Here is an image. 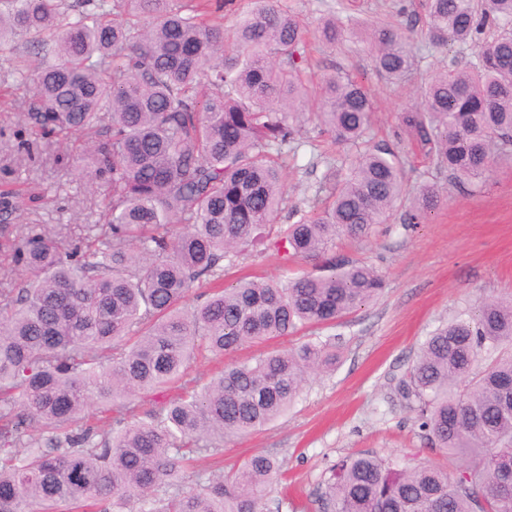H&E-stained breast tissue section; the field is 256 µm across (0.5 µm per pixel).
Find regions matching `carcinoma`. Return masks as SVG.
Segmentation results:
<instances>
[{
  "label": "carcinoma",
  "mask_w": 512,
  "mask_h": 512,
  "mask_svg": "<svg viewBox=\"0 0 512 512\" xmlns=\"http://www.w3.org/2000/svg\"><path fill=\"white\" fill-rule=\"evenodd\" d=\"M233 0H0V54L24 91L27 128L55 138L90 135L56 162L96 181L104 223L72 243L62 230L8 239L21 281L0 288V512H272L281 475L257 453L216 478L190 456L265 427L295 403L308 376L336 367V343L317 336L232 362L207 383L189 377L200 356L330 327L385 287L371 264L329 258L322 271L279 281L242 277L211 289L224 263L248 249L314 261L342 239L371 236L400 215L417 224L446 196L407 189L405 160L371 144L374 102L353 76L315 83L305 73L307 29L281 0H252L231 33ZM366 29L342 16L317 28L336 48L369 46L395 85L417 74L418 32L475 60L436 72L401 115L436 168L459 186L512 159V0H421ZM33 36L32 66L19 40ZM295 118L331 144L359 148L345 172L326 161L309 208L284 201L283 148ZM180 384L160 410L138 395ZM432 449L455 464L407 465L376 452L336 462L320 512H512V296L431 331L397 387ZM103 406L124 427L86 424Z\"/></svg>",
  "instance_id": "1"
}]
</instances>
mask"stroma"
Masks as SVG:
<instances>
[{"label":"stroma","mask_w":512,"mask_h":512,"mask_svg":"<svg viewBox=\"0 0 512 512\" xmlns=\"http://www.w3.org/2000/svg\"><path fill=\"white\" fill-rule=\"evenodd\" d=\"M309 64L315 75L351 71L360 75L375 98L372 137L407 154V186L427 182L448 188L446 205L427 220L409 226L392 219L361 241H339L338 253L373 264L385 279L376 300L340 320V359L334 372L311 376L288 413L242 437L224 442L222 453L201 452L197 472L231 469L254 453L276 456L283 475L275 491L281 512H318L316 498L336 462L360 452L396 456L416 464H444L432 452L413 415L395 392L420 343L443 321L474 313L481 301L512 294V163L500 162L474 186H451L447 172L436 170L401 126L399 116L414 102V89L385 84L374 72L365 44L330 49L308 38ZM10 63L0 57V193L22 197L36 187L47 191L42 204L19 213V225L67 227L81 236L82 225L102 223L101 195L78 170L57 166L59 145L42 146L38 158L18 150L24 131V105L3 77ZM322 142L303 126L287 149L286 203L313 194L324 167H313ZM310 262L287 263L246 253L225 268L223 282L238 278H281L313 270Z\"/></svg>","instance_id":"35a3bbf8"}]
</instances>
